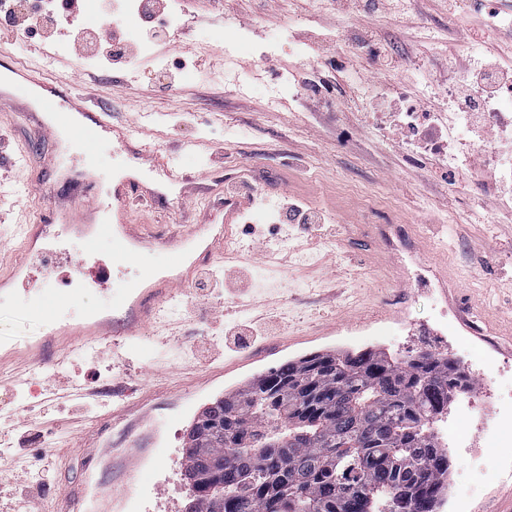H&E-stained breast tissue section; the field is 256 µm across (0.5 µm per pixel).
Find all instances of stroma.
<instances>
[{
  "mask_svg": "<svg viewBox=\"0 0 512 512\" xmlns=\"http://www.w3.org/2000/svg\"><path fill=\"white\" fill-rule=\"evenodd\" d=\"M78 0L77 15L61 12L57 30L22 41L0 36V75L28 62L35 48L61 59L58 76L107 107L114 123L134 127L169 154L189 192L170 194L158 172L140 168L118 149L102 147L88 159L62 133L35 136L46 118L39 97L26 109L8 104L0 128L11 136L0 152V256L20 255L18 224H46L66 244L61 221L79 201L84 173L93 192L132 174L161 196L135 211L133 221L165 233L224 222V202L244 201L232 233L245 248L240 261L244 304L212 301L199 311L188 287L166 303L177 337L145 329L122 339L121 356L89 346L62 363L19 364L0 376V447L16 463L0 477V506L50 512L60 492L75 490L72 512H99L101 498L129 497L132 512H183L189 496L182 449L203 409L224 394L287 360L328 351L382 349L398 357L431 350L459 361L476 385L456 397L447 415L449 481L473 448L490 461L470 477L467 500L444 495L439 512H512V222L499 197H474L480 166L450 174L432 161L409 162L401 147L372 129L366 84L401 81L417 92L419 108L432 104L419 91L438 83L448 59L468 64L478 46L486 68L504 67L512 35V0H493L500 14L483 26L473 0H421L424 16L406 27L390 0H183L181 28L158 42L153 55L133 63L80 58L71 32L95 27L100 13ZM291 32L317 66L281 51L257 64L254 47ZM369 35L390 48L378 66L366 56L340 53L335 38ZM236 57L225 67V44ZM424 58L425 69L409 66ZM307 84L308 98L274 104L283 82ZM324 215L321 243L307 241L285 220L289 203ZM279 228L278 268L265 262L268 244L241 225ZM315 255L295 265L292 253ZM30 296L0 298V343L41 336ZM277 312L280 332L248 348L200 360L195 351L212 318L233 327ZM472 418H460L463 409ZM136 433L133 448L112 447L113 427ZM46 427L56 443L19 449L24 432Z\"/></svg>",
  "mask_w": 512,
  "mask_h": 512,
  "instance_id": "1",
  "label": "stroma"
}]
</instances>
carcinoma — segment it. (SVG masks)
I'll list each match as a JSON object with an SVG mask.
<instances>
[{
    "instance_id": "1",
    "label": "carcinoma",
    "mask_w": 512,
    "mask_h": 512,
    "mask_svg": "<svg viewBox=\"0 0 512 512\" xmlns=\"http://www.w3.org/2000/svg\"><path fill=\"white\" fill-rule=\"evenodd\" d=\"M464 368L429 350L394 359L370 349L281 364L206 407L214 428L188 435L183 476L222 463L224 490L188 512H436L450 462L432 432L467 386Z\"/></svg>"
}]
</instances>
